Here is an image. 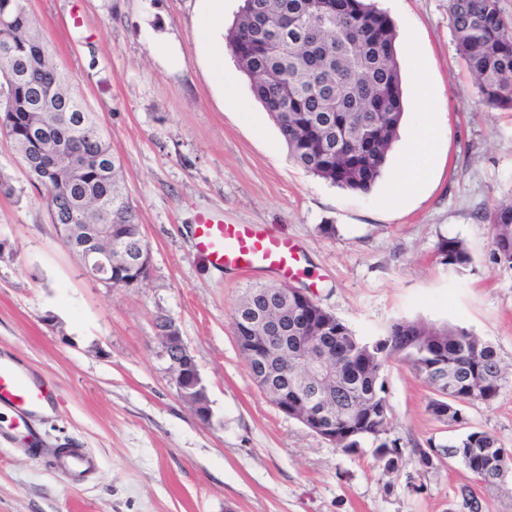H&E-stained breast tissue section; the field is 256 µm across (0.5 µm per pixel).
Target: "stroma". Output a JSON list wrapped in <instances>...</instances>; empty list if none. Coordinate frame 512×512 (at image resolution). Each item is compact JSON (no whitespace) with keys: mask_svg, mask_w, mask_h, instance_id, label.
<instances>
[{"mask_svg":"<svg viewBox=\"0 0 512 512\" xmlns=\"http://www.w3.org/2000/svg\"><path fill=\"white\" fill-rule=\"evenodd\" d=\"M397 30L403 83L423 71L443 96L439 146L412 154L402 122L385 171L366 193L297 167L268 112L241 79L228 96L198 35L201 0H28L60 70L119 158L150 243L147 280L116 290L90 279L62 243L42 190L0 132V355L38 374L55 397L35 426L45 451L0 432V512H512V479L475 482L455 459L385 472L373 440L345 454L284 415L254 383L232 325L247 285L197 252L200 213L260 224L294 241L308 292L357 334L406 319L458 326L493 343L512 367V268L491 259L487 212L512 200V110L488 106L460 57L448 0H375ZM83 23L73 26V15ZM164 39L168 62L153 51ZM427 181L400 207L384 199L404 168ZM336 233L323 235L321 225ZM457 238L472 264L443 263ZM173 320L212 410L200 422L168 372L157 325ZM382 379L387 435L431 448L472 430L512 448V383L452 423L428 409L433 390L401 356ZM81 448L98 467L74 478L50 456Z\"/></svg>","mask_w":512,"mask_h":512,"instance_id":"1","label":"stroma"}]
</instances>
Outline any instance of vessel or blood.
Segmentation results:
<instances>
[{
  "instance_id": "1",
  "label": "vessel or blood",
  "mask_w": 512,
  "mask_h": 512,
  "mask_svg": "<svg viewBox=\"0 0 512 512\" xmlns=\"http://www.w3.org/2000/svg\"><path fill=\"white\" fill-rule=\"evenodd\" d=\"M194 239L197 251L220 270L245 272L264 267L283 279L300 270L297 247L255 224H230L203 213L196 220ZM51 399L48 386L18 361L0 357V408L11 410L17 423L41 416Z\"/></svg>"
}]
</instances>
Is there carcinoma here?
I'll return each mask as SVG.
<instances>
[{
    "instance_id": "cac0c4a2",
    "label": "carcinoma",
    "mask_w": 512,
    "mask_h": 512,
    "mask_svg": "<svg viewBox=\"0 0 512 512\" xmlns=\"http://www.w3.org/2000/svg\"><path fill=\"white\" fill-rule=\"evenodd\" d=\"M448 14L457 49L475 75L484 102L512 109V24L499 0H448ZM0 50L24 64L28 76L16 77L0 67V129L26 162L34 184L44 190L47 207L68 192L87 196L88 211L75 223L110 224L113 232L142 231L136 208L120 177V166L99 124L68 86L39 30L26 0H0ZM391 18L365 0H244L228 30L227 46L249 78L256 99L277 125L289 158L309 174L339 188L367 192L380 179L398 136L405 101ZM84 114L93 127L87 157L77 183L60 168L46 182L40 165L52 150L34 142L36 125H50L59 106ZM495 234L493 260L512 268V202L489 213ZM439 254L461 270L471 263L463 241L448 239ZM282 291L274 285L245 288L233 310L234 335L246 336L250 323L241 308L279 305ZM305 330L296 336H329L334 353L333 383L320 399L334 414L336 432H349L336 449L352 453L371 437L384 470L406 464L410 454L419 464L433 466L435 448L407 452L389 440L387 422L377 420L386 401L380 382L386 363L402 355L432 386L447 378V419L465 420L464 408L490 405L508 382L496 347L465 329L435 327L401 320L385 335L372 339L356 333L333 313L317 305L307 311ZM474 476L492 485L498 456L512 450L486 431H471L441 445Z\"/></svg>"
}]
</instances>
